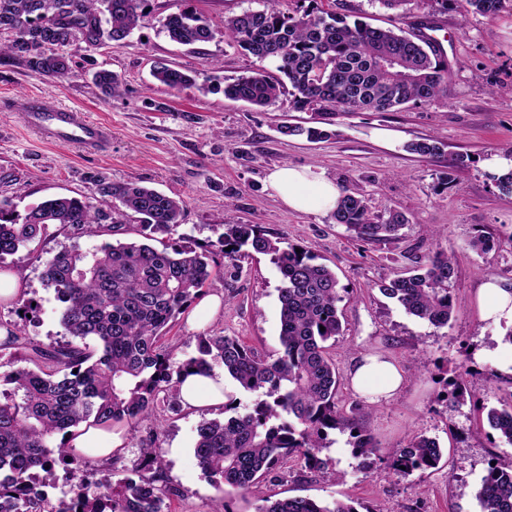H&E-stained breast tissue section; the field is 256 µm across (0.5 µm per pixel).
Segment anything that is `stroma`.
Returning <instances> with one entry per match:
<instances>
[{
  "instance_id": "stroma-1",
  "label": "stroma",
  "mask_w": 512,
  "mask_h": 512,
  "mask_svg": "<svg viewBox=\"0 0 512 512\" xmlns=\"http://www.w3.org/2000/svg\"><path fill=\"white\" fill-rule=\"evenodd\" d=\"M150 4L148 25L127 41L69 46L73 74L66 81L37 76L22 60L0 56V101L35 97L54 109L82 112L109 133L107 146L97 151L56 145L30 129L23 113L0 108V197L12 199L21 214L55 195L89 197L106 210L115 201L97 194L95 179L136 181L182 200L178 236L202 244L216 239L217 225L255 224L335 271L344 289L343 333L330 346L343 376L340 407L355 412L382 450L405 447L419 433L438 441L442 458L436 468L406 479L384 459L362 471L349 432L332 430L320 457L340 472L339 480L326 481L292 458L276 478L232 493L230 512H257L263 498L285 496L354 498L365 512H480L477 493L490 465L512 464V445L499 439L486 418L488 408L512 393V325L484 320L478 295L486 278L512 285V194L496 181L500 169L512 167V0L493 17L453 5L443 10L434 0H409L398 11L378 0H323L324 9L375 27H443L450 93L389 112L336 113L328 126L331 138L317 143L281 134L282 125L314 123L313 113L296 109L290 90L266 108L225 99L219 90L225 79L244 73L278 74L273 61L242 52L222 34L225 18L261 9V0ZM186 9L208 20L213 40L182 46L162 32L167 15ZM159 61L192 72L195 85L170 91L151 75ZM100 69L118 74L122 97H106L95 86L92 75ZM426 138L439 141V154L409 152L410 143ZM286 164L312 168L336 187L364 196L373 212L392 208L409 223L397 238L365 241L330 214L292 211L266 183ZM478 235L493 242L489 254L472 248ZM69 243L65 235L50 236L35 250L7 257L36 309L27 318L0 301V324L44 343L63 340L61 304L43 287L41 274ZM436 249L455 264L453 314L439 328L379 291L381 282L416 267ZM214 268L224 275L223 306L209 333L277 356L281 278L270 256L254 253L228 267L218 255ZM368 353L392 358L404 373L406 385L390 402H366L346 378L351 361ZM459 381L474 394L462 405L450 400ZM223 416L220 408L194 412L161 402L156 419L126 433L122 452L112 464H96L89 478L115 484L129 476L143 440L154 436L163 450L164 474L179 491L171 512H209L215 490L193 447L199 422Z\"/></svg>"
}]
</instances>
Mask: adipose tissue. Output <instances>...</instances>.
I'll return each instance as SVG.
<instances>
[{
    "label": "adipose tissue",
    "instance_id": "1",
    "mask_svg": "<svg viewBox=\"0 0 512 512\" xmlns=\"http://www.w3.org/2000/svg\"><path fill=\"white\" fill-rule=\"evenodd\" d=\"M270 189L290 209L309 213H327L337 205L336 186L308 167L284 165L268 176ZM353 389L370 403L388 402L399 395L404 376L398 366L382 356L366 354L350 370ZM231 387L223 374L193 373L185 377L178 390L183 407L199 411L224 405ZM73 447L102 461H111L124 445L121 433L91 427L72 440Z\"/></svg>",
    "mask_w": 512,
    "mask_h": 512
}]
</instances>
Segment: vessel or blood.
<instances>
[{"label": "vessel or blood", "mask_w": 512, "mask_h": 512, "mask_svg": "<svg viewBox=\"0 0 512 512\" xmlns=\"http://www.w3.org/2000/svg\"><path fill=\"white\" fill-rule=\"evenodd\" d=\"M28 123L39 129L50 142L96 145L103 141L105 132L97 122L71 110H45L37 102L24 101Z\"/></svg>", "instance_id": "vessel-or-blood-1"}]
</instances>
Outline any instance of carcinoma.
<instances>
[{"label": "carcinoma", "mask_w": 512, "mask_h": 512, "mask_svg": "<svg viewBox=\"0 0 512 512\" xmlns=\"http://www.w3.org/2000/svg\"><path fill=\"white\" fill-rule=\"evenodd\" d=\"M462 8L494 16L505 0H435L442 7ZM149 0H0V31L12 33L0 44V55L24 60L35 74L64 81L70 77L67 48L82 39L92 46L125 41L142 26ZM264 0L261 10H245L224 20V36L244 53L270 59L294 90L300 110L333 115L339 111L387 112L426 103L449 91L447 62L429 45L391 28L353 23L309 0L300 14ZM161 29L185 46L214 38L207 20L192 10L168 15ZM153 77L172 91L188 86L191 77L166 64L154 66ZM96 86L112 98L122 82L109 70L93 74ZM283 82L262 73L224 79V97L251 105H272ZM288 136L310 141L328 138L321 127L281 126ZM97 192L120 206L105 211L87 199L56 196L16 213L12 200L0 199V264L22 248L42 241L52 226L71 238L100 237L83 249L64 246L45 264L44 288L64 304L61 324L67 340L45 344L7 330L0 349H13L0 376V512H166L177 494L163 475L162 448L151 437L142 458L115 487L92 483L73 472L67 499L50 505L47 489L55 486V469L67 460L83 467L93 460L78 455L66 442L82 424L136 430L152 419L159 396L177 400L181 375L195 369L206 375L220 363L246 392L256 395L252 407L239 411L230 398L224 420L204 419L197 427L194 457L216 490L210 512H226L224 495L247 491L273 474L286 459L332 481L319 457L327 431L353 433L360 465L367 469L379 448L356 419L340 408V377L327 342L342 334L336 273L306 250L272 239L254 224H226L224 232L205 244L176 241L153 245L157 235L171 236L180 226L182 202L139 185L96 181ZM139 216L140 241H112L127 231L129 214ZM332 217L359 239H393L409 224L401 212L373 214L365 198L349 189L340 192ZM232 250H227V247ZM220 252L227 265L251 253L271 256L281 275L280 343L274 359L262 357L231 336L201 333L198 355L180 360L160 343L161 332L185 313L202 292L223 282L210 264ZM452 260L441 250L427 257L420 272L396 275L379 291L405 311L437 327L453 313ZM490 426L512 445V403L487 413ZM389 459L402 478L436 467L439 444L423 434ZM482 512H512V465L494 466L478 491ZM258 512H358L355 501L321 502L302 496L271 500Z\"/></svg>", "instance_id": "carcinoma-1"}]
</instances>
